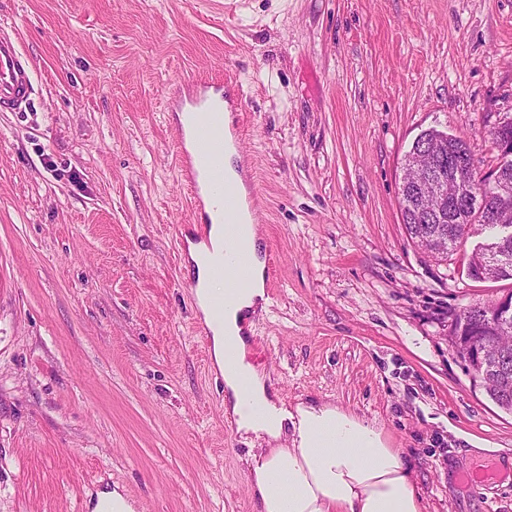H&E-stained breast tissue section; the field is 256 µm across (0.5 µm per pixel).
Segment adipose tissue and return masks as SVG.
Instances as JSON below:
<instances>
[{
	"mask_svg": "<svg viewBox=\"0 0 512 512\" xmlns=\"http://www.w3.org/2000/svg\"><path fill=\"white\" fill-rule=\"evenodd\" d=\"M253 257L246 288L229 297L222 321H213L211 300L224 282L206 264L209 250H221L220 229L211 247L191 246L196 302L211 332L214 365L224 378V405L239 432L261 440L248 461L250 489L258 512H422L421 498L401 449L390 447L381 427L331 405L276 407L264 378L247 358L251 318L265 311L266 267L257 228L240 227Z\"/></svg>",
	"mask_w": 512,
	"mask_h": 512,
	"instance_id": "ef3b65f1",
	"label": "adipose tissue"
}]
</instances>
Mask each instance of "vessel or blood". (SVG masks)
<instances>
[{"mask_svg":"<svg viewBox=\"0 0 512 512\" xmlns=\"http://www.w3.org/2000/svg\"><path fill=\"white\" fill-rule=\"evenodd\" d=\"M28 68L13 43L0 40V111H15L22 107L30 94ZM185 111L197 118L187 128L176 131V145L181 158V182L193 195L210 188L213 212L225 227V251L217 257L214 270L224 280L228 292H236L247 281L252 259L235 245L237 224L242 213L258 216L260 201L256 193L241 194L238 183L249 180L248 171L239 178L224 172V152L239 144L237 133L224 123V97L206 83L197 84L186 97Z\"/></svg>","mask_w":512,"mask_h":512,"instance_id":"b4317fda","label":"vessel or blood"}]
</instances>
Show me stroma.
Segmentation results:
<instances>
[{
  "label": "stroma",
  "mask_w": 512,
  "mask_h": 512,
  "mask_svg": "<svg viewBox=\"0 0 512 512\" xmlns=\"http://www.w3.org/2000/svg\"><path fill=\"white\" fill-rule=\"evenodd\" d=\"M34 94L0 112V512H255L252 451L175 239L172 85L223 81L275 286L248 358L274 401L332 403L403 449L424 512H512V412L450 341L512 291L408 237L401 166L436 127L480 171L512 117V0H0ZM494 468L491 486L462 474ZM105 505H111L112 512H134L133 503L118 488H112L111 491H103L98 494V498L92 506L93 512H105Z\"/></svg>",
  "instance_id": "35a3bbf8"
}]
</instances>
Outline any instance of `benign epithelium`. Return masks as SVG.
I'll return each instance as SVG.
<instances>
[{
	"label": "benign epithelium",
	"instance_id": "obj_1",
	"mask_svg": "<svg viewBox=\"0 0 512 512\" xmlns=\"http://www.w3.org/2000/svg\"><path fill=\"white\" fill-rule=\"evenodd\" d=\"M496 129L500 136L496 141L499 161L488 171V178L478 184L468 181L470 159L448 156V172L440 167L442 149L449 144L452 135L445 130L437 131L434 138L418 136L404 158L401 186L412 194V208L421 220L428 224H459L471 210L484 215V223L498 224L503 233L498 242L480 245L483 266L493 270L505 262L506 256L497 243L512 238V226L500 222L502 210L512 207V117L501 119ZM494 310L486 312V318L496 320V328L490 336L453 339L458 351L465 353V360L479 370L488 362L498 363L501 354L495 351V336L506 329L512 330V296H505L493 303Z\"/></svg>",
	"mask_w": 512,
	"mask_h": 512
}]
</instances>
